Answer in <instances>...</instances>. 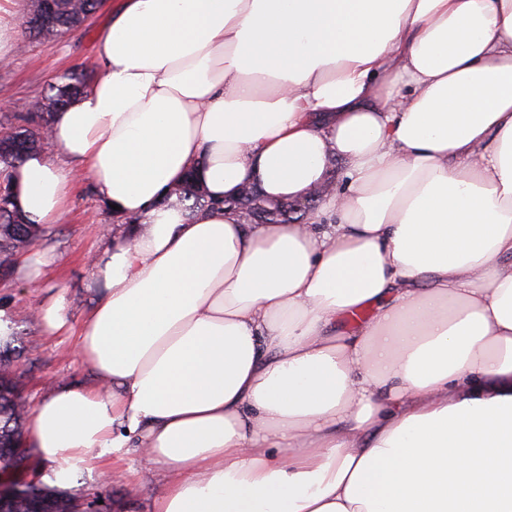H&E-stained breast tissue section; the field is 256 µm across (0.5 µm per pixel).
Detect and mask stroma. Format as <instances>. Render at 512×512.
I'll use <instances>...</instances> for the list:
<instances>
[{
  "mask_svg": "<svg viewBox=\"0 0 512 512\" xmlns=\"http://www.w3.org/2000/svg\"><path fill=\"white\" fill-rule=\"evenodd\" d=\"M112 9L105 0L102 9L84 26L65 35L33 38L20 34L10 66H0V91L8 101L0 103V131L37 124L36 105L49 84L69 71L92 75L95 34ZM115 220L94 196L89 184L75 182L65 211L57 223L44 226L35 242L53 263L40 287L29 286L19 273L0 280V308L12 312L20 340V354L14 359L18 386L28 405H36L53 384L93 383L90 369L71 353L72 337L48 336L35 311L53 293L64 294L74 320H81L92 301L95 282L88 258L112 239ZM80 490L105 503L109 512H146L148 501L162 488L160 479L148 478L133 485L112 484L94 477L82 479Z\"/></svg>",
  "mask_w": 512,
  "mask_h": 512,
  "instance_id": "1",
  "label": "stroma"
}]
</instances>
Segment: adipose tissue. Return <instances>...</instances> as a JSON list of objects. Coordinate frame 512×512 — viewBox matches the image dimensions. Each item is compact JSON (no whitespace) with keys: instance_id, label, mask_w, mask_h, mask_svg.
Wrapping results in <instances>:
<instances>
[{"instance_id":"1","label":"adipose tissue","mask_w":512,"mask_h":512,"mask_svg":"<svg viewBox=\"0 0 512 512\" xmlns=\"http://www.w3.org/2000/svg\"><path fill=\"white\" fill-rule=\"evenodd\" d=\"M94 66L13 173L32 223L78 180L119 221L79 328L37 312L96 378L30 412L43 481L134 453L149 512H512V0H114ZM335 157L309 223L222 204ZM178 196L179 202H182L185 210L194 214L198 210L213 205L210 198L204 190L199 189L191 179H186L178 188L174 190Z\"/></svg>"}]
</instances>
